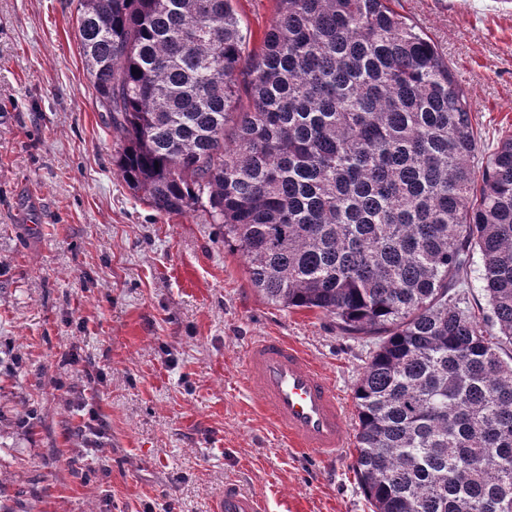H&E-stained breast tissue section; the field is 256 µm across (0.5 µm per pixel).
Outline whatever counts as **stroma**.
I'll list each match as a JSON object with an SVG mask.
<instances>
[{"mask_svg":"<svg viewBox=\"0 0 512 512\" xmlns=\"http://www.w3.org/2000/svg\"><path fill=\"white\" fill-rule=\"evenodd\" d=\"M447 58L485 161L512 135V0H397ZM249 49L276 0H238ZM78 0H0V512H210L239 478L271 512H372L351 468L289 447L243 378L296 342L347 417L370 342L252 286L201 210L167 216L114 163Z\"/></svg>","mask_w":512,"mask_h":512,"instance_id":"obj_1","label":"stroma"}]
</instances>
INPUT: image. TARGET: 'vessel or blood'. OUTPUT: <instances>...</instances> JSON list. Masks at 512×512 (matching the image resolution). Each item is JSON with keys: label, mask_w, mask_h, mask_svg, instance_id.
<instances>
[{"label": "vessel or blood", "mask_w": 512, "mask_h": 512, "mask_svg": "<svg viewBox=\"0 0 512 512\" xmlns=\"http://www.w3.org/2000/svg\"><path fill=\"white\" fill-rule=\"evenodd\" d=\"M247 385L290 447L336 459L348 446L346 411L329 377L283 337L251 341L244 357ZM212 512H269L266 499L238 479L225 481Z\"/></svg>", "instance_id": "b4317fda"}]
</instances>
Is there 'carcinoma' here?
I'll return each instance as SVG.
<instances>
[{
	"label": "carcinoma",
	"instance_id": "carcinoma-1",
	"mask_svg": "<svg viewBox=\"0 0 512 512\" xmlns=\"http://www.w3.org/2000/svg\"><path fill=\"white\" fill-rule=\"evenodd\" d=\"M79 0L116 165L156 212L207 200L268 302L375 341L352 468L372 512H512V136L482 167L448 61L395 0ZM483 261L488 329L456 288ZM237 12L241 18L243 31L247 32L249 50H258L265 30L276 17L275 0H239Z\"/></svg>",
	"mask_w": 512,
	"mask_h": 512
}]
</instances>
